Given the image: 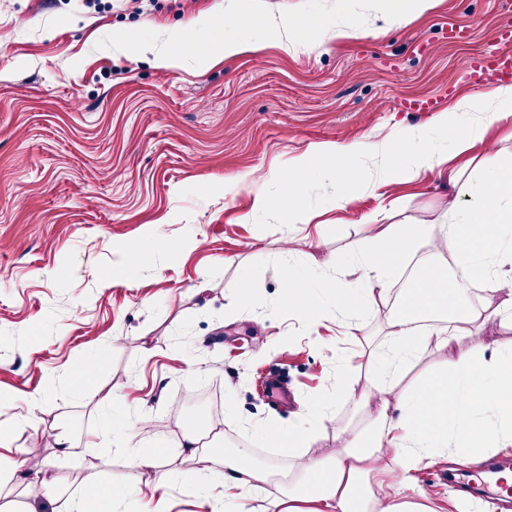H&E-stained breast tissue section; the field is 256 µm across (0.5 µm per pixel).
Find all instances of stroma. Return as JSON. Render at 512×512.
<instances>
[{"label":"stroma","mask_w":512,"mask_h":512,"mask_svg":"<svg viewBox=\"0 0 512 512\" xmlns=\"http://www.w3.org/2000/svg\"><path fill=\"white\" fill-rule=\"evenodd\" d=\"M226 0H158L136 13L131 0H0V426L11 427L7 457L46 460L55 479L37 512L111 486L115 512H224V494L200 500L178 445L187 428L172 407L209 383L220 386L222 428L215 448H234L269 467L290 464L271 432H299L313 409L323 425L314 449L340 450L339 432L359 425L353 397L328 386L337 370L357 381L391 303L362 315L354 333L328 314L314 324L284 295L285 266L329 282L360 279L349 247L363 239L360 216L394 202L390 224L435 219L450 186L433 175L369 185L343 209L311 178L301 198L308 224L257 211L255 188L225 191L248 173L288 167L327 145L365 140L382 159L405 130L433 127L439 113L471 94L470 60L495 49L512 16L499 0H442L415 18L393 0H250L231 35H254L289 16L317 20L321 39L264 43L211 64L200 56L158 65L176 28L206 35ZM364 30L335 35L337 8ZM464 31L453 43L449 29ZM134 32L137 48L121 41ZM414 100L433 101L413 112ZM512 156V124L482 144L448 147L462 176L484 153ZM162 238L150 262L135 246ZM248 281L234 301L226 288ZM275 373L293 392L275 404L260 378ZM117 421L149 419L152 431L127 440ZM76 444L60 456L59 436ZM155 448L136 468L128 444ZM484 465L453 451L423 459L417 488L432 512H476L441 476Z\"/></svg>","instance_id":"1"}]
</instances>
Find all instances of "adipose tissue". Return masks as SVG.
Here are the masks:
<instances>
[{
  "label": "adipose tissue",
  "instance_id": "obj_1",
  "mask_svg": "<svg viewBox=\"0 0 512 512\" xmlns=\"http://www.w3.org/2000/svg\"><path fill=\"white\" fill-rule=\"evenodd\" d=\"M301 31L310 34L314 27L283 17L251 38L212 34L201 40L184 29L172 38L178 47L192 48L199 55L228 59L256 51L263 40L281 41ZM502 123H512V86L495 90L481 118L467 129L464 148L483 142L491 127ZM371 151L365 141L321 146L297 158L287 170L270 173V180L287 191L277 196L258 192L255 207L284 212L295 224L310 223L300 194L316 171L335 183L333 202L345 208L361 181L358 162ZM391 155L382 173L384 181L410 183L431 173L448 179L457 195L429 224H384L380 212L363 213L359 221L371 233L353 245L351 254L365 277L355 284H332L328 299L317 295L311 280L286 271V295L299 313L317 323L332 308L337 319L352 323L361 310L386 300L410 255L420 253L427 260L425 276L411 285L405 306L387 316L382 341L366 357L364 371L370 381L358 398L364 428L339 433L342 450L332 460L296 451L297 471L276 499V512H429L415 486L423 457L451 447L479 458L512 446V348L484 334L486 318L512 323V279L501 273L504 265L512 264V163L485 154L477 163L480 178L461 179L459 171H444L448 155L428 131L401 132ZM451 243L456 246L452 273L434 261ZM474 277L484 284L481 314L460 304ZM450 298L459 303L450 322L418 330V321ZM430 351L442 353L440 369L423 387L397 393L405 372ZM182 448L184 457L194 463L190 477L202 499H210L216 475H223L225 512H252L250 492L272 481V469L248 463L241 455L226 457L202 447L196 433L184 435ZM392 481L398 486L393 496L384 491Z\"/></svg>",
  "mask_w": 512,
  "mask_h": 512
}]
</instances>
